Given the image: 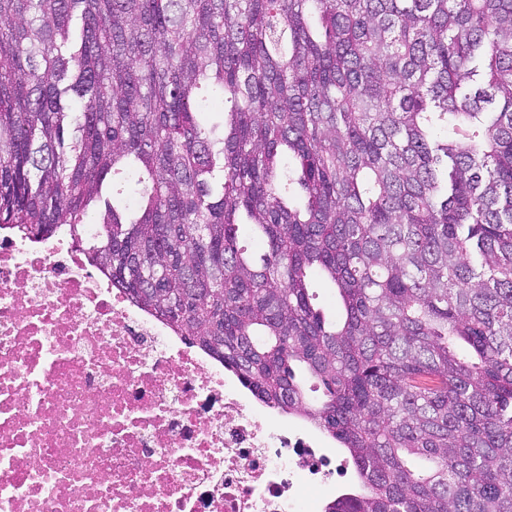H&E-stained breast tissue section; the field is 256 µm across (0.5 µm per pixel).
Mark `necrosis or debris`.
Segmentation results:
<instances>
[{
	"label": "necrosis or debris",
	"instance_id": "obj_1",
	"mask_svg": "<svg viewBox=\"0 0 512 512\" xmlns=\"http://www.w3.org/2000/svg\"><path fill=\"white\" fill-rule=\"evenodd\" d=\"M342 473L67 231L0 234V512H320Z\"/></svg>",
	"mask_w": 512,
	"mask_h": 512
}]
</instances>
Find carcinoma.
<instances>
[{"label":"carcinoma","mask_w":512,"mask_h":512,"mask_svg":"<svg viewBox=\"0 0 512 512\" xmlns=\"http://www.w3.org/2000/svg\"><path fill=\"white\" fill-rule=\"evenodd\" d=\"M3 226L346 449L325 512H512V0H0ZM310 294H313V304L322 309L328 317L334 319L337 314L334 292L320 279H313L310 283Z\"/></svg>","instance_id":"cac0c4a2"}]
</instances>
